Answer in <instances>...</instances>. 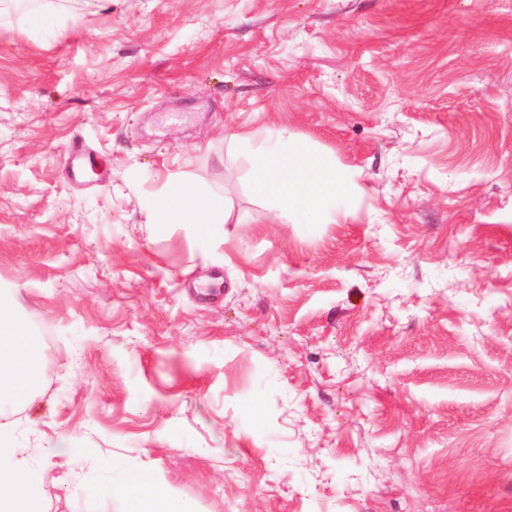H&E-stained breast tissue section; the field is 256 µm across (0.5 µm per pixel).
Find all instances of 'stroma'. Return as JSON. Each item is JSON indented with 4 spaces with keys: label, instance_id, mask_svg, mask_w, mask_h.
<instances>
[{
    "label": "stroma",
    "instance_id": "stroma-1",
    "mask_svg": "<svg viewBox=\"0 0 512 512\" xmlns=\"http://www.w3.org/2000/svg\"><path fill=\"white\" fill-rule=\"evenodd\" d=\"M59 2L0 26L46 512L98 474L62 435L197 512H512V0ZM279 125L355 172V219L272 223L224 131ZM172 173L224 188L223 242L147 222ZM38 3V6L30 10L25 21L37 28L48 30L57 20L56 7L51 0H30Z\"/></svg>",
    "mask_w": 512,
    "mask_h": 512
}]
</instances>
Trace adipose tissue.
<instances>
[{
    "mask_svg": "<svg viewBox=\"0 0 512 512\" xmlns=\"http://www.w3.org/2000/svg\"><path fill=\"white\" fill-rule=\"evenodd\" d=\"M228 147L249 162L251 193L268 204L280 224H332L354 218L353 174L288 128L262 135L225 133ZM148 223L188 224L200 248L223 241L230 218L223 193L187 174L171 176L143 203ZM43 375L38 330L19 317L0 293V512H43L42 470L17 444L12 414L27 404ZM71 512H196L192 502L165 494L154 476L104 464L81 486Z\"/></svg>",
    "mask_w": 512,
    "mask_h": 512,
    "instance_id": "1",
    "label": "adipose tissue"
}]
</instances>
